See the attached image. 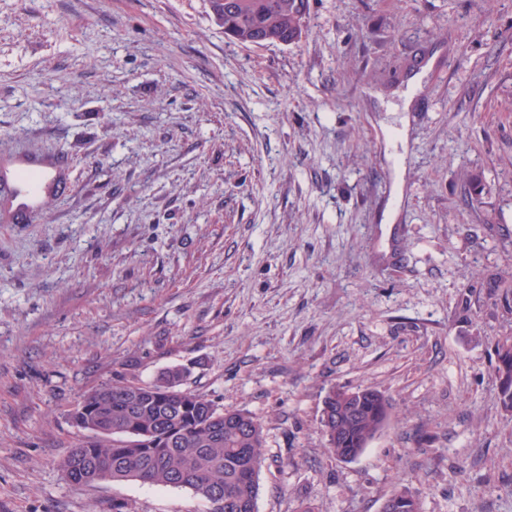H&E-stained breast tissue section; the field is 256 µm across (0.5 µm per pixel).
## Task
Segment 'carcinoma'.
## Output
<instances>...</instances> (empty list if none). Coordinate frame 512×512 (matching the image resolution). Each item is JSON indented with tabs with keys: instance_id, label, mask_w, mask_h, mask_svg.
<instances>
[{
	"instance_id": "cac0c4a2",
	"label": "carcinoma",
	"mask_w": 512,
	"mask_h": 512,
	"mask_svg": "<svg viewBox=\"0 0 512 512\" xmlns=\"http://www.w3.org/2000/svg\"><path fill=\"white\" fill-rule=\"evenodd\" d=\"M224 34L252 45L285 44L303 32L309 0H208ZM494 375L498 399L512 410V336L497 344ZM184 369L172 366L148 384L106 385L71 411L76 426L91 433L61 458L64 479L92 485L137 481L187 489L209 504V512H257L265 428L254 414L224 411L181 387ZM321 417L329 452L346 460L362 454L390 417V401L372 387L331 388ZM112 440L103 442L101 437ZM389 498L399 512H422L419 497L398 484Z\"/></svg>"
}]
</instances>
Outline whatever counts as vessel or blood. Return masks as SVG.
Masks as SVG:
<instances>
[{
    "label": "vessel or blood",
    "instance_id": "b4317fda",
    "mask_svg": "<svg viewBox=\"0 0 512 512\" xmlns=\"http://www.w3.org/2000/svg\"><path fill=\"white\" fill-rule=\"evenodd\" d=\"M60 160L25 156L0 159V215L29 223L42 214L61 186Z\"/></svg>",
    "mask_w": 512,
    "mask_h": 512
}]
</instances>
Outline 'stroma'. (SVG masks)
<instances>
[{
  "label": "stroma",
  "instance_id": "stroma-1",
  "mask_svg": "<svg viewBox=\"0 0 512 512\" xmlns=\"http://www.w3.org/2000/svg\"><path fill=\"white\" fill-rule=\"evenodd\" d=\"M309 2L246 46L208 0H0V156L69 186L0 223V512H208L57 467L85 395L173 365L263 420L258 512H512V0ZM334 386L392 402L349 462ZM497 363L494 375L498 399L506 410H512V336L497 344ZM395 499L399 502L398 512H422V505L419 497L414 494L406 485L398 484L386 498Z\"/></svg>",
  "mask_w": 512,
  "mask_h": 512
}]
</instances>
